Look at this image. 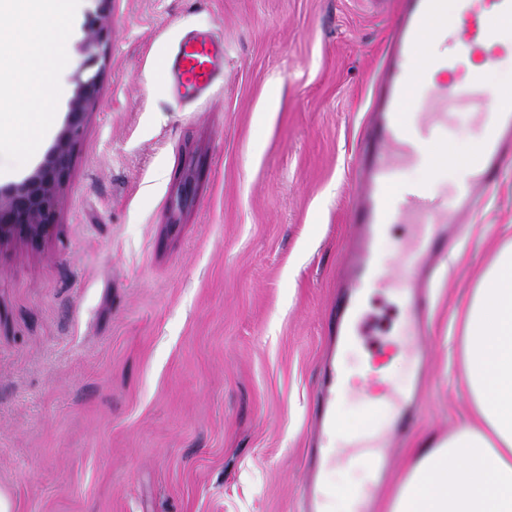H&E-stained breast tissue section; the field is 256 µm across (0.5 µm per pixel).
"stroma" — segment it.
<instances>
[{"label": "stroma", "mask_w": 512, "mask_h": 512, "mask_svg": "<svg viewBox=\"0 0 512 512\" xmlns=\"http://www.w3.org/2000/svg\"><path fill=\"white\" fill-rule=\"evenodd\" d=\"M400 0H112L56 225L0 246V492L12 512H303L330 312L349 266L351 156ZM93 0L55 73L63 127ZM188 30L224 81L181 99ZM193 195L170 202L191 159ZM512 237V165L439 264L418 447L470 414L458 316ZM377 335L399 301L362 299ZM164 68L183 98H198L224 78V43L212 34L188 33L169 54Z\"/></svg>", "instance_id": "35a3bbf8"}]
</instances>
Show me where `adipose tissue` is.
<instances>
[{
    "label": "adipose tissue",
    "mask_w": 512,
    "mask_h": 512,
    "mask_svg": "<svg viewBox=\"0 0 512 512\" xmlns=\"http://www.w3.org/2000/svg\"><path fill=\"white\" fill-rule=\"evenodd\" d=\"M77 0H13L0 42L16 43L13 108L25 123L24 151L50 133L52 73L66 64V26ZM459 357L471 416L445 438H429L394 489L388 512H512V240L502 243L471 289Z\"/></svg>",
    "instance_id": "ef3b65f1"
}]
</instances>
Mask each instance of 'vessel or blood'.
<instances>
[{
    "instance_id": "b4317fda",
    "label": "vessel or blood",
    "mask_w": 512,
    "mask_h": 512,
    "mask_svg": "<svg viewBox=\"0 0 512 512\" xmlns=\"http://www.w3.org/2000/svg\"><path fill=\"white\" fill-rule=\"evenodd\" d=\"M390 49L376 87L369 133L351 161L354 190L347 209L356 233V252L347 291L336 305L337 336L349 349L352 336L363 333L365 318L357 312L359 296L382 284L373 243L390 224H412L416 230L404 243L400 278L393 281L404 305L400 344L416 374H424L428 355L420 346L431 308L427 293L435 263L448 249L450 227L465 223L482 206V194L494 187L505 157L512 156V97L492 94L484 72L475 69L457 81L429 88L418 72L460 67L463 54L490 43V24L512 20V0H456V14L435 33H428L430 18L445 7L444 0H401ZM164 68L177 92L186 99L207 93L224 76V43L212 34H186L167 57ZM469 113L482 141L480 152L465 163V177L455 189V205L419 186L402 183L403 171L423 163L433 146L452 129L450 113ZM341 365H330L322 375L319 405L321 428L316 440V476L305 479V512H324L321 472L344 461L366 466L376 482L387 474L391 438L412 431L419 402L415 393L397 392L392 381L369 384L362 392L363 407L385 412L391 427L379 434L372 453L362 452L358 440L338 443L336 406L344 397Z\"/></svg>"
}]
</instances>
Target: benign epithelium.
<instances>
[{"label": "benign epithelium", "instance_id": "1", "mask_svg": "<svg viewBox=\"0 0 512 512\" xmlns=\"http://www.w3.org/2000/svg\"><path fill=\"white\" fill-rule=\"evenodd\" d=\"M96 11L90 16L81 52L95 61L105 42L100 20L112 0H96ZM99 75L78 79L68 115L55 145L39 167L24 181L0 189V245L23 235L40 240L49 235L59 203L61 188L71 166L75 146L81 139L89 116L88 109L99 100Z\"/></svg>", "mask_w": 512, "mask_h": 512}]
</instances>
